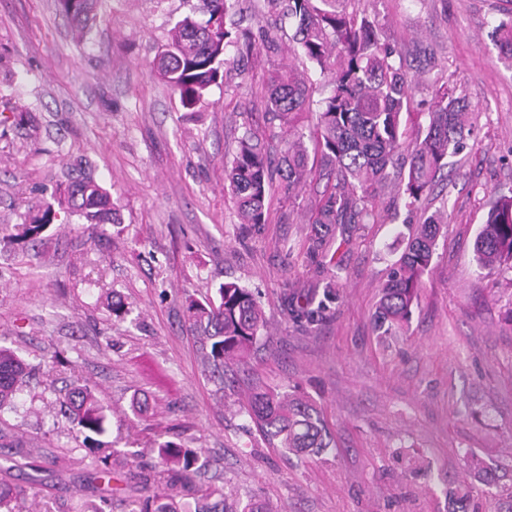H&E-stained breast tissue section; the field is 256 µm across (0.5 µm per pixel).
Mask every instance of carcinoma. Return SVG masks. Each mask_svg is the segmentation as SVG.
I'll return each instance as SVG.
<instances>
[{
  "instance_id": "obj_1",
  "label": "carcinoma",
  "mask_w": 512,
  "mask_h": 512,
  "mask_svg": "<svg viewBox=\"0 0 512 512\" xmlns=\"http://www.w3.org/2000/svg\"><path fill=\"white\" fill-rule=\"evenodd\" d=\"M57 8L70 17L79 33H85L95 18L97 0H56ZM235 0H202L206 20L191 16L179 20L170 31L163 51L155 58L152 73L179 94L183 108L194 109L211 86L222 77L226 51H258L266 58L283 51L282 38L263 30L255 36L237 34L226 27L225 18ZM352 0H283V15L295 28L289 40L294 51L328 77L329 92L313 100V88L291 67L268 69L265 110L279 134L288 136L278 159L270 146L252 130H245L231 166L225 173L224 189L236 200L240 223L259 231L268 221V196L274 177H280L292 207L301 208L300 192L310 182L313 166L300 128L303 115L315 112L314 135L321 152L318 180L323 190L310 200L313 227L307 236L308 251L336 266L330 235L336 225L373 224L377 220L374 200L386 187L388 168L404 157L407 166L399 181L406 207L419 209L432 186L448 169V158L466 146L472 125L463 97L445 81L435 86L428 107L427 124L418 129L411 143L402 128V114L410 111L411 77L397 66L395 51L382 42L376 25L355 11ZM495 45L512 60V13L492 32ZM58 204L91 224H112L117 212L110 194L94 179L72 182ZM53 205L19 225L17 236L40 242L53 224ZM448 215L436 211L425 217L409 235L405 250L389 270L379 300L375 326L388 335L409 321L423 277L431 268L441 227ZM478 266L512 271V189L494 193L485 223L474 244ZM323 292L305 294L287 303L288 315L301 326L319 322L328 303L336 299V275L322 280ZM217 300H191L188 320L209 348L207 359L213 371L243 356L267 327L263 308L253 294L236 282L217 289ZM30 367L13 350L0 347V411L14 407L26 386ZM65 417L83 437L103 453L101 468L90 474L94 482L119 475L109 459L114 448L101 440L109 431V417L87 383H76L62 401ZM250 407L260 432L271 443L297 453L319 454L330 447L327 430L317 408L288 392L261 389L250 397ZM161 470L143 474L141 483L149 495L139 512H268L249 503L229 509L224 491L202 485L199 480L200 449L166 441L154 448ZM14 466H0V512H30L31 487L6 482Z\"/></svg>"
}]
</instances>
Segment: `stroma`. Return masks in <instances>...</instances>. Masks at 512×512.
Returning a JSON list of instances; mask_svg holds the SVG:
<instances>
[{"mask_svg":"<svg viewBox=\"0 0 512 512\" xmlns=\"http://www.w3.org/2000/svg\"><path fill=\"white\" fill-rule=\"evenodd\" d=\"M200 0H99L85 39L55 0H0V238L60 197L87 162L114 224L59 216L43 244L0 246V344L37 371L0 431L56 457L36 487L42 512H86L99 497L137 512L141 494L88 483L95 460L58 413L74 380L108 409L113 448L156 465L154 443L201 449L202 484L228 503L278 512H512V272L480 269L475 238L494 190L512 187V62L489 37L506 0H359L414 75L407 132L425 125L449 79L474 126L450 176L408 213L395 187L375 201L336 260L338 298L319 325L289 318L285 295L329 276L306 252L309 213L274 185L261 232L224 189L245 129L270 138L268 64L229 51L197 112L148 72L170 29ZM442 210L431 269L408 325L374 328L381 289L410 225ZM225 282L251 290L267 329L214 375L189 328V300ZM126 310L116 318L102 294ZM313 403L332 439L319 454L269 444L254 390ZM155 400L134 421L131 401ZM469 450L499 481L466 472Z\"/></svg>","mask_w":512,"mask_h":512,"instance_id":"1","label":"stroma"}]
</instances>
